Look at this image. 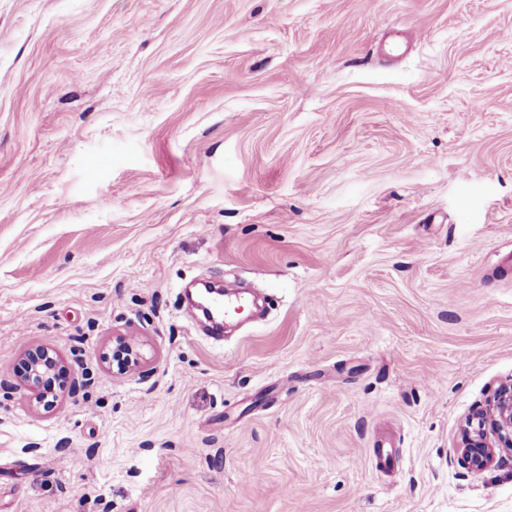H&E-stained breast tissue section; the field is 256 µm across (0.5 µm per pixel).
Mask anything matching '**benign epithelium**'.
Masks as SVG:
<instances>
[{
  "mask_svg": "<svg viewBox=\"0 0 512 512\" xmlns=\"http://www.w3.org/2000/svg\"><path fill=\"white\" fill-rule=\"evenodd\" d=\"M24 383L34 389L48 386L56 359L49 349L39 346L25 357ZM497 439L500 447L512 452V383L500 387L495 393L489 413L479 416L467 432V444L462 448L463 462L470 468L481 470L493 459L495 447L488 438Z\"/></svg>",
  "mask_w": 512,
  "mask_h": 512,
  "instance_id": "benign-epithelium-1",
  "label": "benign epithelium"
}]
</instances>
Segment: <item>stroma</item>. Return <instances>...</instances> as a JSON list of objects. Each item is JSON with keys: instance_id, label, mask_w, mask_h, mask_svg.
<instances>
[{"instance_id": "35a3bbf8", "label": "stroma", "mask_w": 512, "mask_h": 512, "mask_svg": "<svg viewBox=\"0 0 512 512\" xmlns=\"http://www.w3.org/2000/svg\"><path fill=\"white\" fill-rule=\"evenodd\" d=\"M510 381L512 0H0V512H512ZM263 290L264 288L253 289L251 297L229 296L227 293L212 294L206 301V306L209 312L208 314H206L205 311L203 312L216 326H219L223 322V319L225 323L236 324L251 321L255 316V312H253L252 309V303L257 305ZM244 308L249 313L248 317L239 320L230 316L232 312L239 313L243 311ZM25 362V385L34 389L42 388L45 390L56 366V359L50 356L49 349L39 346L30 350L25 357ZM489 437L496 438L500 446H491ZM496 448H507L512 453V383L497 390L489 413L471 422L467 444L462 448L463 462L471 469H484Z\"/></svg>"}]
</instances>
